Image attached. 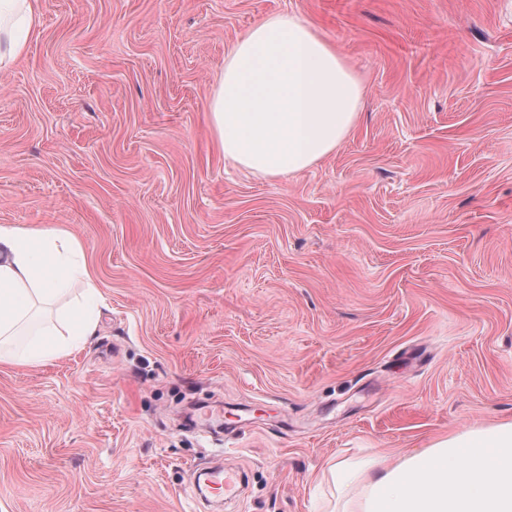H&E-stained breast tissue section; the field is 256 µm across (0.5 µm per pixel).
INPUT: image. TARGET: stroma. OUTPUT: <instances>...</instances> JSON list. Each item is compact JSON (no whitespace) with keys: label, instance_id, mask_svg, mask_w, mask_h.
<instances>
[{"label":"stroma","instance_id":"stroma-1","mask_svg":"<svg viewBox=\"0 0 512 512\" xmlns=\"http://www.w3.org/2000/svg\"><path fill=\"white\" fill-rule=\"evenodd\" d=\"M279 13L363 104L265 178L206 112ZM1 224L75 235L105 305L0 366V512H318L329 460L512 418V0H41L0 71Z\"/></svg>","mask_w":512,"mask_h":512}]
</instances>
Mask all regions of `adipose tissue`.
I'll list each match as a JSON object with an SVG mask.
<instances>
[{
    "mask_svg": "<svg viewBox=\"0 0 512 512\" xmlns=\"http://www.w3.org/2000/svg\"><path fill=\"white\" fill-rule=\"evenodd\" d=\"M41 0H0V70L38 28ZM362 96L353 70L304 18L256 22L224 55L207 120L229 162L257 176H291L333 153ZM59 228L0 225V364H43L94 336L101 296ZM83 284L71 298L73 284ZM59 321L35 324L37 305ZM323 512H512V419L439 438L395 458H343L318 479Z\"/></svg>",
    "mask_w": 512,
    "mask_h": 512,
    "instance_id": "adipose-tissue-1",
    "label": "adipose tissue"
}]
</instances>
